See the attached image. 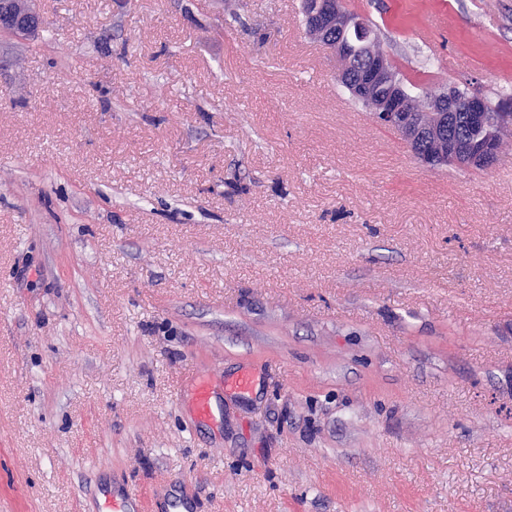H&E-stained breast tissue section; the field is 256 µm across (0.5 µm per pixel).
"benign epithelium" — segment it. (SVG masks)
Listing matches in <instances>:
<instances>
[{"mask_svg": "<svg viewBox=\"0 0 512 512\" xmlns=\"http://www.w3.org/2000/svg\"><path fill=\"white\" fill-rule=\"evenodd\" d=\"M35 2L0 0V27L7 26L21 38L37 34L42 19ZM302 15L307 33L339 62L338 80L364 102L378 123L401 137L419 162L430 169L451 163L477 170H487L496 162L494 139L477 152L448 140V128L454 124L489 125L481 96L461 97L450 87L428 101L423 111L429 113V118L422 120L411 106L389 55L373 52L363 59L361 67L352 68L355 42L373 40L365 17L345 9L343 0H302Z\"/></svg>", "mask_w": 512, "mask_h": 512, "instance_id": "obj_1", "label": "benign epithelium"}]
</instances>
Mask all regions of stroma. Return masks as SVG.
Instances as JSON below:
<instances>
[{"label":"stroma","mask_w":512,"mask_h":512,"mask_svg":"<svg viewBox=\"0 0 512 512\" xmlns=\"http://www.w3.org/2000/svg\"><path fill=\"white\" fill-rule=\"evenodd\" d=\"M344 5L512 112V0ZM40 6L0 37V512H512V145L422 165L301 0ZM214 402L215 392L210 380L205 376L198 377L193 389V406L198 420H215ZM103 512H142L143 500L140 494L126 485L113 486L112 494L106 496Z\"/></svg>","instance_id":"35a3bbf8"}]
</instances>
